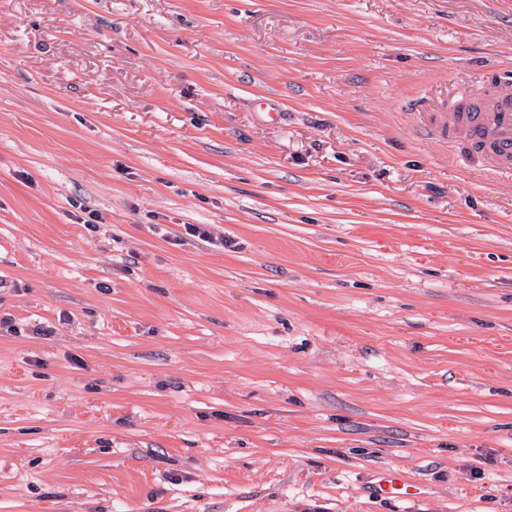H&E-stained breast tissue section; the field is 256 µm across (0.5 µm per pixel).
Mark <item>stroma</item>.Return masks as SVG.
I'll return each instance as SVG.
<instances>
[{
  "label": "stroma",
  "instance_id": "1",
  "mask_svg": "<svg viewBox=\"0 0 512 512\" xmlns=\"http://www.w3.org/2000/svg\"><path fill=\"white\" fill-rule=\"evenodd\" d=\"M489 71L512 0H0V512H512V183L409 110ZM421 486L410 484L397 470L388 469L380 473L376 484L379 496L412 500L422 494Z\"/></svg>",
  "mask_w": 512,
  "mask_h": 512
}]
</instances>
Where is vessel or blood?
<instances>
[{
  "label": "vessel or blood",
  "mask_w": 512,
  "mask_h": 512,
  "mask_svg": "<svg viewBox=\"0 0 512 512\" xmlns=\"http://www.w3.org/2000/svg\"><path fill=\"white\" fill-rule=\"evenodd\" d=\"M419 130L427 138L461 136L468 154L486 170L512 180V91L502 89L494 74L479 85L458 87L440 106L418 102ZM376 492L383 497L412 500L422 493L399 472L380 473Z\"/></svg>",
  "instance_id": "1"
}]
</instances>
